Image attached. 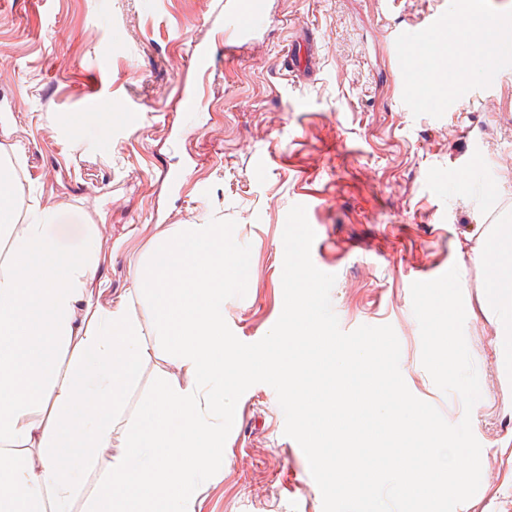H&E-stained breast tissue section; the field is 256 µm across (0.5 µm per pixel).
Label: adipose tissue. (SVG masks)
Returning a JSON list of instances; mask_svg holds the SVG:
<instances>
[{
    "label": "adipose tissue",
    "instance_id": "ef3b65f1",
    "mask_svg": "<svg viewBox=\"0 0 512 512\" xmlns=\"http://www.w3.org/2000/svg\"><path fill=\"white\" fill-rule=\"evenodd\" d=\"M476 261L491 268L481 288L488 301L487 313L495 315L497 332L512 349V225L492 224L485 228Z\"/></svg>",
    "mask_w": 512,
    "mask_h": 512
}]
</instances>
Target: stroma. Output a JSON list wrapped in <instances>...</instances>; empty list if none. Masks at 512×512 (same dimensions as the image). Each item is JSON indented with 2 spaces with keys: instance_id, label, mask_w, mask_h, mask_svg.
<instances>
[{
  "instance_id": "obj_1",
  "label": "stroma",
  "mask_w": 512,
  "mask_h": 512,
  "mask_svg": "<svg viewBox=\"0 0 512 512\" xmlns=\"http://www.w3.org/2000/svg\"><path fill=\"white\" fill-rule=\"evenodd\" d=\"M475 3L512 23V0H266L254 44L228 55L225 0H0V154L12 161L15 227L40 208L56 213L63 246L94 235L97 272L75 312L87 327L132 292L165 232L235 220L252 278L224 319L251 344L281 315L283 230L303 205L312 261L336 277L341 330L391 325L409 391L444 414L463 404L421 363L410 287L457 266L481 388V483L457 512H512V378L500 374L474 261L479 225H512V61H494V83L473 64L428 104L412 88L424 42ZM198 44L210 48L205 76ZM291 55L311 69L288 71ZM191 88L201 106L189 114L180 92ZM284 428L274 389L251 386L199 512H323Z\"/></svg>"
}]
</instances>
